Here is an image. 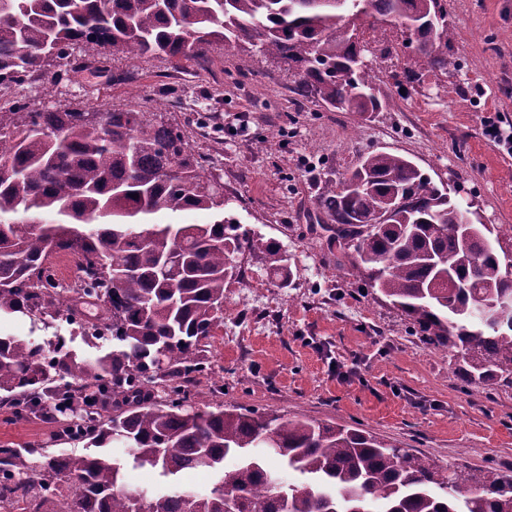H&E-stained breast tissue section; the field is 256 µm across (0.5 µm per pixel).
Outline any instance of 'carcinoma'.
<instances>
[{"label":"carcinoma","instance_id":"obj_1","mask_svg":"<svg viewBox=\"0 0 512 512\" xmlns=\"http://www.w3.org/2000/svg\"><path fill=\"white\" fill-rule=\"evenodd\" d=\"M402 29L431 69L459 67L440 0H0V85L45 67V49L96 60L111 46L208 61L217 42L284 62L302 95L338 112H380L374 70L341 28ZM138 198H132V195ZM32 203L24 211L26 203ZM230 199L173 124L141 109L0 114V314L41 319L100 305L116 348L96 359L0 335V412L50 416L60 435L97 449L54 454L0 446V487L19 512H512V475L437 466L369 431L210 407L185 385L204 371V340L224 325V287L239 257L284 269L280 245L241 229ZM336 242L354 247L364 281L456 359L470 385L512 387V275L500 227L468 223L409 159L386 151L324 190ZM165 210H208L211 224H154ZM81 261L90 289L66 303L40 272ZM168 482L216 472L209 492L129 489L112 447ZM234 455L238 462L224 467ZM275 457L306 477L279 480Z\"/></svg>","mask_w":512,"mask_h":512}]
</instances>
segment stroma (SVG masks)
<instances>
[{
	"mask_svg": "<svg viewBox=\"0 0 512 512\" xmlns=\"http://www.w3.org/2000/svg\"><path fill=\"white\" fill-rule=\"evenodd\" d=\"M462 68L404 69L400 31L375 28L392 53L374 61L380 112H336L303 98L283 67L217 43L206 64L164 56L132 61L106 49L103 67H65L0 88V113L30 109L104 112L135 106L171 122L224 185L233 214L251 234L281 245L289 276L274 275L261 254H244L242 275L224 289V325L205 343L207 372L191 386L211 404L294 419L348 425L442 465L512 474V388L468 386L451 355L424 345L410 321L352 267L354 252L323 231L320 197L361 156L388 151L412 160L472 202L483 223L512 226V155L484 133L487 121L512 126V0H441ZM257 290L274 302L264 323L236 304ZM0 334L26 340L66 337L93 359L112 350L53 322L1 316ZM51 422L0 417V445H48Z\"/></svg>",
	"mask_w": 512,
	"mask_h": 512,
	"instance_id": "obj_1",
	"label": "stroma"
}]
</instances>
